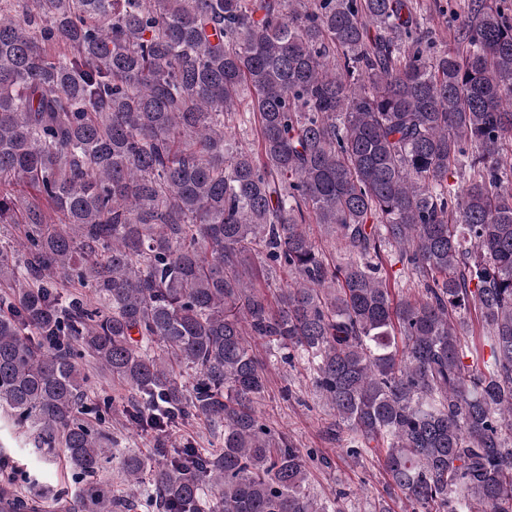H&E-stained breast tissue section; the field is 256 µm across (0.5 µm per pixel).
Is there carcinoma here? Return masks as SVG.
I'll return each mask as SVG.
<instances>
[{
    "mask_svg": "<svg viewBox=\"0 0 512 512\" xmlns=\"http://www.w3.org/2000/svg\"><path fill=\"white\" fill-rule=\"evenodd\" d=\"M458 32L419 0H0V413L74 484L0 479V512H346L257 414L260 345L413 512H512V17ZM196 418L212 447L173 439ZM460 319L458 331L464 336L465 344L473 351L474 349L481 350L483 336L478 335L474 310L461 312ZM123 418H118V420L113 424L112 432H114V436H116L117 440L120 443L119 448H135L136 450L144 452L147 450L148 452H153L152 445L145 439L143 436L133 435L128 433L123 424Z\"/></svg>",
    "mask_w": 512,
    "mask_h": 512,
    "instance_id": "cac0c4a2",
    "label": "carcinoma"
}]
</instances>
